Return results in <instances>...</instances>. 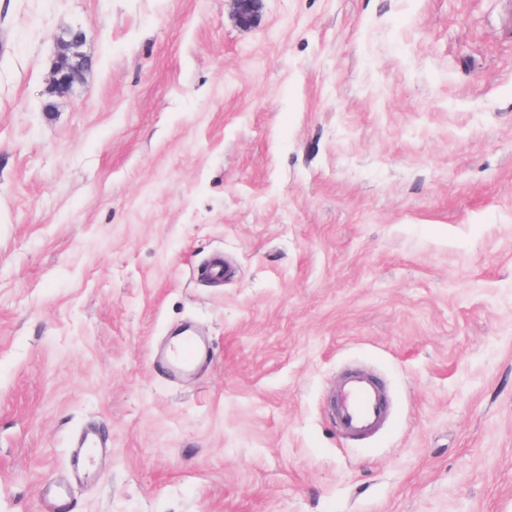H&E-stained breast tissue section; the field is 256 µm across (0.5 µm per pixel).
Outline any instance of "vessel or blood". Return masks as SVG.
I'll return each instance as SVG.
<instances>
[{
    "mask_svg": "<svg viewBox=\"0 0 512 512\" xmlns=\"http://www.w3.org/2000/svg\"><path fill=\"white\" fill-rule=\"evenodd\" d=\"M198 356L199 343L195 337L188 336L171 351L168 362L175 368H189ZM389 411V393L376 377L352 372L339 381L333 398L332 419L342 435L350 438L374 435L385 425ZM109 448V442L100 434L86 433L73 443L68 462L73 470L82 471L90 468L93 459Z\"/></svg>",
    "mask_w": 512,
    "mask_h": 512,
    "instance_id": "obj_1",
    "label": "vessel or blood"
}]
</instances>
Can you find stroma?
Here are the masks:
<instances>
[{
  "mask_svg": "<svg viewBox=\"0 0 512 512\" xmlns=\"http://www.w3.org/2000/svg\"><path fill=\"white\" fill-rule=\"evenodd\" d=\"M92 60L47 93L63 27ZM224 259L223 283L200 276ZM204 339L190 373L159 361ZM398 410L350 443L327 395ZM90 429L110 457L71 476ZM512 512V0H0V512ZM237 23L244 28H251L258 20L262 0H231ZM389 411L388 390L376 377L352 372L339 381L331 416L342 435L350 438L374 435L385 425Z\"/></svg>",
  "mask_w": 512,
  "mask_h": 512,
  "instance_id": "stroma-1",
  "label": "stroma"
}]
</instances>
